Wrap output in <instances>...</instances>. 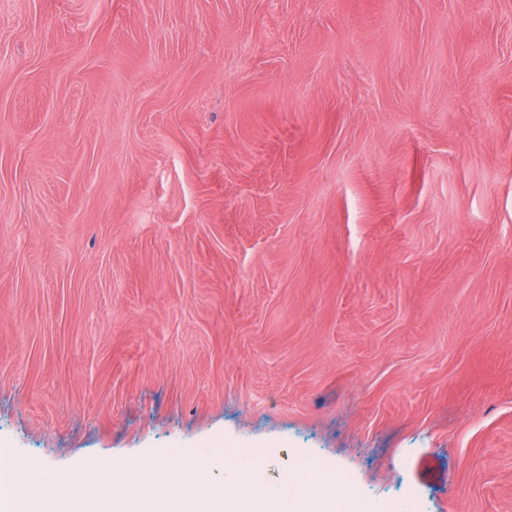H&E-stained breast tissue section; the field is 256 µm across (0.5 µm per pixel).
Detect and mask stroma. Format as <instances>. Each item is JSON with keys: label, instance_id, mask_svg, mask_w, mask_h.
Masks as SVG:
<instances>
[{"label": "stroma", "instance_id": "35a3bbf8", "mask_svg": "<svg viewBox=\"0 0 512 512\" xmlns=\"http://www.w3.org/2000/svg\"><path fill=\"white\" fill-rule=\"evenodd\" d=\"M205 446L512 512V0H0V448Z\"/></svg>", "mask_w": 512, "mask_h": 512}]
</instances>
